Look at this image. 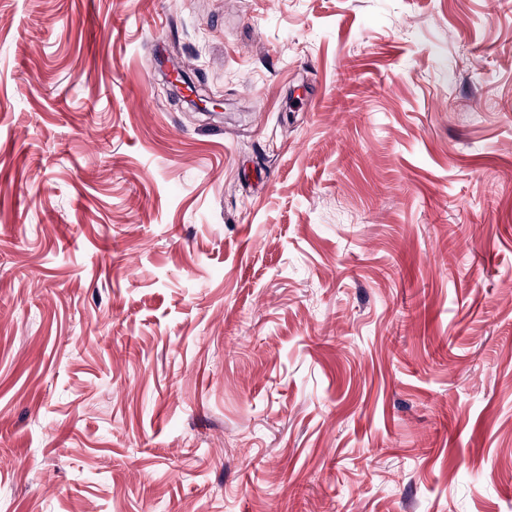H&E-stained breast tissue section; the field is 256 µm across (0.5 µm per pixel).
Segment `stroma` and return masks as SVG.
Returning <instances> with one entry per match:
<instances>
[{"instance_id": "stroma-1", "label": "stroma", "mask_w": 512, "mask_h": 512, "mask_svg": "<svg viewBox=\"0 0 512 512\" xmlns=\"http://www.w3.org/2000/svg\"><path fill=\"white\" fill-rule=\"evenodd\" d=\"M0 512H512L502 0H0Z\"/></svg>"}]
</instances>
